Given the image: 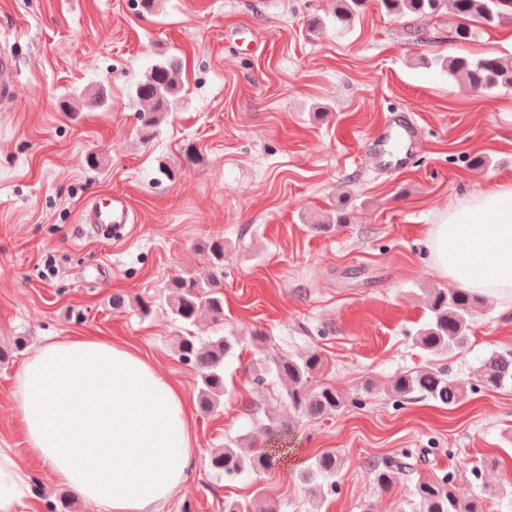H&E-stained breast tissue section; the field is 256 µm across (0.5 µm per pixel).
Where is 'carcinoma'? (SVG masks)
<instances>
[{
	"mask_svg": "<svg viewBox=\"0 0 512 512\" xmlns=\"http://www.w3.org/2000/svg\"><path fill=\"white\" fill-rule=\"evenodd\" d=\"M336 23L350 27L360 17L368 0H336ZM381 8L392 16L416 15L433 17L446 10L462 23L458 24L455 38L468 40L480 31L500 25L512 16V0H378ZM444 70L451 76L460 75L474 92L512 89V57L486 55L479 58L450 56ZM182 61L170 56L154 63L144 78L135 85L136 99L141 103L138 113L140 127L150 136L165 117L173 112L184 87L181 80ZM200 248L209 258V269L203 274L175 275L166 283V302L174 318L183 324L199 326L218 324L224 320V238L208 237ZM481 297L459 288H437L426 300L428 321L417 331L414 343L429 357L442 360L464 348L469 340L472 321ZM228 336H209L202 339L191 334L181 337L178 351L183 362L199 371V406L204 412L217 409L224 398V359L232 349ZM317 353L297 358H280L270 365H261L256 380L269 376L288 382V406L309 416H320L336 411L342 400L335 390L324 387L310 388V379L321 365ZM478 378L488 388L512 386V353H493L477 369ZM388 391L402 399L418 393L436 403L451 406L464 392V383L451 379L438 370H417L396 376ZM402 462L389 459L377 469L375 481L383 489L393 483L394 471ZM210 468L227 476L258 472L268 467L267 458L253 448H233L226 444L211 451ZM341 467L334 453H323L315 458L302 475L306 484L317 481L336 490ZM454 475L421 480L410 490L417 512H483L482 500L459 499L453 489ZM224 512H277L275 506H260L253 510L250 503L224 502Z\"/></svg>",
	"mask_w": 512,
	"mask_h": 512,
	"instance_id": "obj_1",
	"label": "carcinoma"
}]
</instances>
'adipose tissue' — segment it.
<instances>
[{
	"label": "adipose tissue",
	"mask_w": 512,
	"mask_h": 512,
	"mask_svg": "<svg viewBox=\"0 0 512 512\" xmlns=\"http://www.w3.org/2000/svg\"><path fill=\"white\" fill-rule=\"evenodd\" d=\"M436 274L457 287L512 298V182L465 192L431 225ZM29 452L96 512H162L195 459L182 390L148 359L95 336L47 342L14 380ZM31 476L0 448V512H17Z\"/></svg>",
	"instance_id": "adipose-tissue-1"
}]
</instances>
